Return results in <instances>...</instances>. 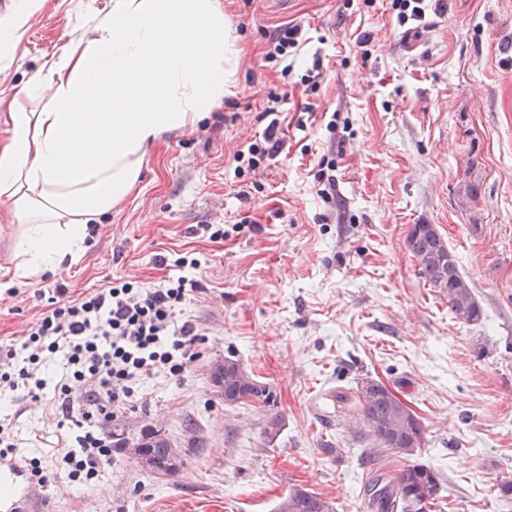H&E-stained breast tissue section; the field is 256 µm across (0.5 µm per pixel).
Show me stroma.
I'll use <instances>...</instances> for the list:
<instances>
[{"mask_svg":"<svg viewBox=\"0 0 512 512\" xmlns=\"http://www.w3.org/2000/svg\"><path fill=\"white\" fill-rule=\"evenodd\" d=\"M112 0H43L0 53V100L29 108L22 89L52 54L106 16ZM399 21L392 0H224L232 95L197 125L148 151L138 184L99 217L85 249L52 271L16 273L10 205L0 198V343L21 340L56 287L76 295L116 279L158 282L161 258L189 254L204 285L186 307L204 358L178 382L147 383L121 426L161 430L177 473L149 471L116 449L97 489L49 483L38 512H275L299 486L336 512H361L359 429L335 400L358 381L388 386L420 420L412 460L442 479L428 512H512V0H424ZM307 40L290 76L265 60L276 26ZM368 45H361L362 37ZM323 78H300L313 62ZM277 97L279 151L235 175L233 156L261 139ZM335 131H328V121ZM327 168L335 188L318 195ZM478 184L466 202V182ZM224 227L223 241L202 225ZM432 224L483 309L459 321L418 273L413 225ZM17 289L7 297V289ZM237 360L269 383L284 419L266 442L267 410L227 406L210 382ZM56 418L29 405L19 455L51 456Z\"/></svg>","mask_w":512,"mask_h":512,"instance_id":"35a3bbf8","label":"stroma"}]
</instances>
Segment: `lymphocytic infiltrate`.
<instances>
[{"label": "lymphocytic infiltrate", "mask_w": 512, "mask_h": 512, "mask_svg": "<svg viewBox=\"0 0 512 512\" xmlns=\"http://www.w3.org/2000/svg\"><path fill=\"white\" fill-rule=\"evenodd\" d=\"M170 265L177 275L154 285L118 279L75 297L58 288L20 344L0 345V393L58 418L52 458L23 459L20 413L0 411V459L20 461L32 484L45 486L52 477L97 484L117 445L113 421L138 410L156 375L183 379L201 359L205 336L185 313L203 288L192 275L199 263L179 256ZM58 358L63 372L47 385L44 371Z\"/></svg>", "instance_id": "f902f5d3"}]
</instances>
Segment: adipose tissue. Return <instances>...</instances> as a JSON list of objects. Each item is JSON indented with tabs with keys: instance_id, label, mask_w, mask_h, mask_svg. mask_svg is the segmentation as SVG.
<instances>
[{
	"instance_id": "1",
	"label": "adipose tissue",
	"mask_w": 512,
	"mask_h": 512,
	"mask_svg": "<svg viewBox=\"0 0 512 512\" xmlns=\"http://www.w3.org/2000/svg\"><path fill=\"white\" fill-rule=\"evenodd\" d=\"M226 30L223 0H112L106 19L51 59L49 97L12 112L0 148L21 276L81 252L88 222L137 185L150 146L223 102Z\"/></svg>"
}]
</instances>
